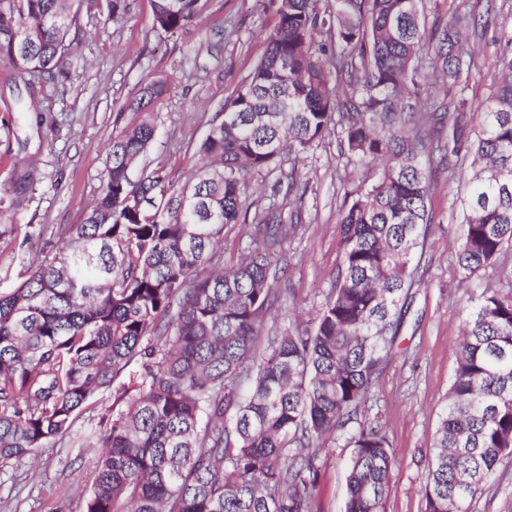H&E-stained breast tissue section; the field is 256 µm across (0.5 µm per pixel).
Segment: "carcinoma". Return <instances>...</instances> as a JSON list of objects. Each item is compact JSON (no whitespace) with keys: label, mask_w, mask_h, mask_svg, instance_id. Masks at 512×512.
Returning a JSON list of instances; mask_svg holds the SVG:
<instances>
[{"label":"carcinoma","mask_w":512,"mask_h":512,"mask_svg":"<svg viewBox=\"0 0 512 512\" xmlns=\"http://www.w3.org/2000/svg\"><path fill=\"white\" fill-rule=\"evenodd\" d=\"M208 0H154L173 37ZM73 0H0V54L20 76L66 77ZM427 12L424 0H278L265 51L199 146L195 176L131 168L152 145L144 112L112 139L108 176L57 255L0 291V469L56 439L99 449L84 512H316L320 456L344 438L345 512H386L396 458L359 420L419 281L433 175L471 160L459 197V282L469 296L456 367L423 485L424 512H471L512 457V31L474 112L456 106L476 70L477 32L501 11ZM335 131L371 177L344 191L342 257L312 330H264L283 297L299 163ZM288 170H283V165ZM277 171L283 201L245 207L246 177ZM252 218L231 269L215 248ZM112 391L87 432L77 421Z\"/></svg>","instance_id":"obj_1"}]
</instances>
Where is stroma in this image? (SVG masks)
Segmentation results:
<instances>
[{
	"label": "stroma",
	"instance_id": "obj_1",
	"mask_svg": "<svg viewBox=\"0 0 512 512\" xmlns=\"http://www.w3.org/2000/svg\"><path fill=\"white\" fill-rule=\"evenodd\" d=\"M127 3L124 18L114 22L104 0H76L62 81L19 77L12 61L0 56L2 290L27 277L33 255L60 247L59 227L82 221L107 176L109 143L141 118L127 103L145 84L163 80L168 90L150 106L157 134L133 177L159 162L176 179L194 170L210 124L264 51L261 32L277 21L275 0H208L202 19L163 38L151 29L153 0ZM502 30L512 31V0L495 26L477 37L479 71L468 93L472 105L483 104L490 93ZM299 169L306 188L304 228L287 247V290L267 316L271 328L291 322L314 326L340 262L337 219L344 189L359 180L332 135ZM23 171L33 181L18 199L4 187ZM460 188L447 172H437L425 272L392 358L362 407V419L381 425L397 461L386 512L424 510L422 485L448 399L466 299L453 250L463 221L456 202ZM351 454L341 440L327 449L318 512H345ZM93 460V454L78 455L66 441H51L35 461L0 470V512H53L63 499L71 512H82ZM472 512H512V461L501 465Z\"/></svg>",
	"mask_w": 512,
	"mask_h": 512
}]
</instances>
